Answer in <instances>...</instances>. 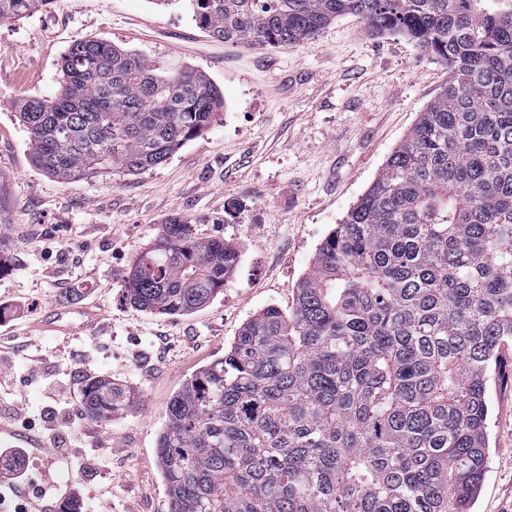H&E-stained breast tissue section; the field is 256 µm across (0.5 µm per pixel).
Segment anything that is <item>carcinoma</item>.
<instances>
[{"label":"carcinoma","mask_w":512,"mask_h":512,"mask_svg":"<svg viewBox=\"0 0 512 512\" xmlns=\"http://www.w3.org/2000/svg\"><path fill=\"white\" fill-rule=\"evenodd\" d=\"M52 0H0V19ZM209 36L289 47L353 15L414 42L448 81L318 248L294 308L268 306L170 400L169 512H472L489 461L488 382L512 340V8L488 0H189ZM60 89L18 117L63 182L165 164L224 102L195 70L79 40ZM238 247L173 221L126 283L139 310L214 300ZM85 414L129 394L95 380Z\"/></svg>","instance_id":"obj_1"}]
</instances>
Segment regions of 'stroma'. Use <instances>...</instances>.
I'll return each instance as SVG.
<instances>
[{"label":"stroma","mask_w":512,"mask_h":512,"mask_svg":"<svg viewBox=\"0 0 512 512\" xmlns=\"http://www.w3.org/2000/svg\"><path fill=\"white\" fill-rule=\"evenodd\" d=\"M80 39H98L203 74L224 94L217 121L164 165L94 173L64 183L36 168L17 117L24 100L53 97L59 63ZM448 80V71L401 36L373 37L358 17L335 19L284 48L210 37L189 0H52L0 19V335L22 357L11 383L32 408L45 402L29 368L69 381L122 385L132 403L112 420L68 415L71 432L112 449L104 467L74 475L84 493L54 504L84 512L106 493L112 512H169L157 439L170 398L223 357L241 327L274 305L294 306L317 249L366 192L389 155ZM240 251L224 290L183 316L140 311L126 280L163 224ZM29 311H19V303ZM101 311L83 325L77 308ZM65 309L69 333L35 330ZM490 458L475 512H512V343L489 384Z\"/></svg>","instance_id":"1"}]
</instances>
